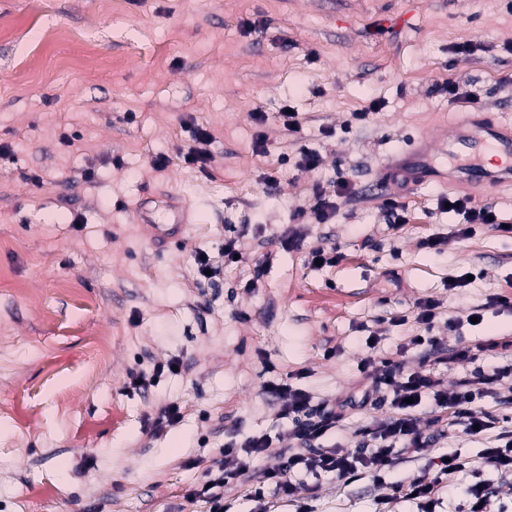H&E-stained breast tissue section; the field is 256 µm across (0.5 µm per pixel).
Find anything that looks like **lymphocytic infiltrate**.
I'll return each mask as SVG.
<instances>
[{"label":"lymphocytic infiltrate","instance_id":"f902f5d3","mask_svg":"<svg viewBox=\"0 0 512 512\" xmlns=\"http://www.w3.org/2000/svg\"><path fill=\"white\" fill-rule=\"evenodd\" d=\"M311 192L315 219L326 224L337 215L338 199L352 195L354 186L341 176L328 186L314 182ZM413 313L425 332L406 337L397 348V359L375 356L377 339L367 336L369 353L359 363V375L365 387L358 393L316 404L307 390L290 382L267 385L266 393L281 402L278 418L288 420L291 426L289 448H274L272 439L264 435L250 437L239 445L225 444L214 468L208 472L207 486L188 493L186 503L203 506L205 512H226L224 491L236 486L242 488L246 500L262 504V512H271L264 505L270 495L298 504V512H308L303 502L309 489L296 480V473H330L345 483L366 477L377 483L387 482V475L399 465L401 456L415 457L428 447V428L445 422L460 428L465 437L481 443V466H474L469 457L458 452L445 458L435 457L422 476L388 482L391 500L413 499L421 512H433L444 493L453 490L455 477L465 473L472 480L463 490L460 512H508L504 502L491 491L484 472L490 469L501 480L512 481V415L488 409L484 401L496 396L503 379L512 375V368L480 366L483 355L497 346L492 339L445 348L443 340L432 334L435 322L443 314L441 300H420ZM421 347L432 357V367L409 370L407 354ZM461 362L475 364V371L460 379L453 390L443 389L437 367L448 368ZM384 389L392 393L391 412L384 418L370 419L361 427L355 449L327 444V436L344 429L350 410L377 408L380 404L377 394ZM426 400L433 403L434 411L423 422L417 417L416 409ZM260 462L265 465V485H272V492H265V486L247 482Z\"/></svg>","mask_w":512,"mask_h":512}]
</instances>
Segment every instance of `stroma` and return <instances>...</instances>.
<instances>
[{
  "label": "stroma",
  "instance_id": "35a3bbf8",
  "mask_svg": "<svg viewBox=\"0 0 512 512\" xmlns=\"http://www.w3.org/2000/svg\"><path fill=\"white\" fill-rule=\"evenodd\" d=\"M0 0V512H181L230 442L265 434L289 443L287 420L265 394L296 375L314 403L349 395L367 332L392 358L415 323L391 325L417 300H442L465 319L487 298L512 299V190L475 194L499 225L454 235L443 210L448 157L434 155L425 185L405 189L410 220L388 227L373 186L412 139L444 135L462 112L440 86L478 98L512 120V0ZM72 32L41 45L39 29ZM478 37L484 50L451 60ZM93 48L94 77L57 72ZM371 120L354 115L370 101ZM290 106L322 164L296 172L297 145L277 114ZM267 115L265 125L253 112ZM212 135L206 170L184 164L192 130ZM266 150H258V134ZM169 166L153 170L157 153ZM346 173L355 194L335 219L310 213L314 180ZM276 177L267 189V177ZM194 211L182 243L155 251L135 208L162 193ZM299 247L286 249L281 233ZM448 239L433 255L420 240ZM240 238L247 261L208 280L195 258L220 260ZM339 246L332 268L308 264L315 247ZM269 258L258 288L250 263ZM470 284L449 289L465 272ZM76 281L83 299L61 293ZM465 342L495 338L491 362L512 361V311L465 324ZM174 372L154 377L156 364ZM178 404L181 419L160 424ZM448 450L476 443L446 430L391 480L423 475ZM311 512H375L388 486L342 485L299 474Z\"/></svg>",
  "mask_w": 512,
  "mask_h": 512
}]
</instances>
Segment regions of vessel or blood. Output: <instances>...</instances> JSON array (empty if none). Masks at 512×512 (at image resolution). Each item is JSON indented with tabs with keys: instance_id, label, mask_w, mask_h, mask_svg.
Returning a JSON list of instances; mask_svg holds the SVG:
<instances>
[{
	"instance_id": "obj_1",
	"label": "vessel or blood",
	"mask_w": 512,
	"mask_h": 512,
	"mask_svg": "<svg viewBox=\"0 0 512 512\" xmlns=\"http://www.w3.org/2000/svg\"><path fill=\"white\" fill-rule=\"evenodd\" d=\"M441 148L455 161L448 170L450 185L483 191L512 185L511 121H494L478 110L462 113L460 122L449 128ZM163 210L166 218L162 221L144 208L136 210L150 244L158 249L182 241L195 221L178 197H167Z\"/></svg>"
}]
</instances>
